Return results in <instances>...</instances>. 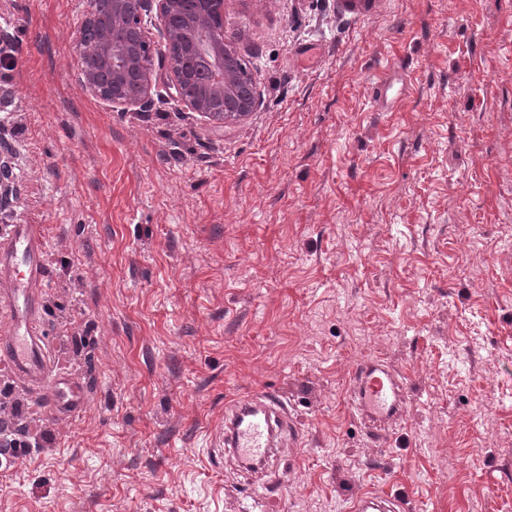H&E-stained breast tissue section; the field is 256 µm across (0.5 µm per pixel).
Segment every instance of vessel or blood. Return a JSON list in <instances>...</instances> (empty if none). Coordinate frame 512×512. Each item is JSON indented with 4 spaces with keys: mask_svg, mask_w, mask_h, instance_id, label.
<instances>
[{
    "mask_svg": "<svg viewBox=\"0 0 512 512\" xmlns=\"http://www.w3.org/2000/svg\"><path fill=\"white\" fill-rule=\"evenodd\" d=\"M48 246L41 225L0 226V319L7 325L0 335V372L24 381L50 415L72 418L85 404V387L72 371L54 368V348L41 321ZM409 389L406 377L383 359L357 364L348 392L368 439L386 438L403 414ZM299 432L280 392L256 390L225 407L206 457L211 466L223 467L227 446L236 461L268 463L277 457V439L294 442ZM351 512H405V503L395 495L366 493L354 499Z\"/></svg>",
    "mask_w": 512,
    "mask_h": 512,
    "instance_id": "vessel-or-blood-1",
    "label": "vessel or blood"
}]
</instances>
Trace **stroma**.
I'll return each mask as SVG.
<instances>
[{
  "label": "stroma",
  "mask_w": 512,
  "mask_h": 512,
  "mask_svg": "<svg viewBox=\"0 0 512 512\" xmlns=\"http://www.w3.org/2000/svg\"><path fill=\"white\" fill-rule=\"evenodd\" d=\"M83 10L0 0L13 218L50 240L43 328L87 398L0 512H242L205 451L261 388L301 427L276 512H512V0H224L260 94L224 124L87 95ZM371 357L410 380L382 446L347 394ZM405 503L398 496H379L366 493L357 496L351 508L352 512H404Z\"/></svg>",
  "instance_id": "1"
}]
</instances>
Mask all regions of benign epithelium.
I'll return each instance as SVG.
<instances>
[{
  "instance_id": "7a95c632",
  "label": "benign epithelium",
  "mask_w": 512,
  "mask_h": 512,
  "mask_svg": "<svg viewBox=\"0 0 512 512\" xmlns=\"http://www.w3.org/2000/svg\"><path fill=\"white\" fill-rule=\"evenodd\" d=\"M97 3L98 0H86L76 38L79 53L92 60L91 65L83 66L79 76L85 92L120 112H146L155 105V63L143 58L137 42L126 38V32L134 28L142 31L156 19L164 47L159 56L161 61L168 62L170 70L167 98L206 119L216 120L223 115L224 98L237 83L224 35L213 30V17L224 18V0H196V8L188 16L184 0H107L105 18L99 14ZM173 15L185 17L195 31L189 51L203 60L212 73L203 94L196 98L187 96L184 89V81L192 73L178 70L170 63V48L181 42L180 32L169 23ZM17 155L16 146L0 136V211L18 195Z\"/></svg>"
}]
</instances>
